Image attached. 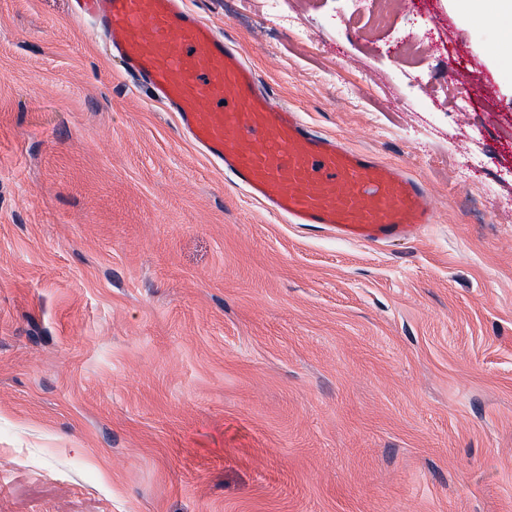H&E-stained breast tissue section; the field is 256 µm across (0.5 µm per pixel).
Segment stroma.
<instances>
[{
  "mask_svg": "<svg viewBox=\"0 0 512 512\" xmlns=\"http://www.w3.org/2000/svg\"><path fill=\"white\" fill-rule=\"evenodd\" d=\"M186 5L316 129L422 180L436 222L378 245L286 223L73 0H0V512H512L499 24Z\"/></svg>",
  "mask_w": 512,
  "mask_h": 512,
  "instance_id": "1",
  "label": "stroma"
}]
</instances>
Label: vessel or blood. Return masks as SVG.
Returning a JSON list of instances; mask_svg holds the SVG:
<instances>
[{
	"mask_svg": "<svg viewBox=\"0 0 512 512\" xmlns=\"http://www.w3.org/2000/svg\"><path fill=\"white\" fill-rule=\"evenodd\" d=\"M125 73L256 202L349 242L406 240L434 221L426 186L318 132L260 87L240 49L184 0H75Z\"/></svg>",
	"mask_w": 512,
	"mask_h": 512,
	"instance_id": "vessel-or-blood-1",
	"label": "vessel or blood"
}]
</instances>
